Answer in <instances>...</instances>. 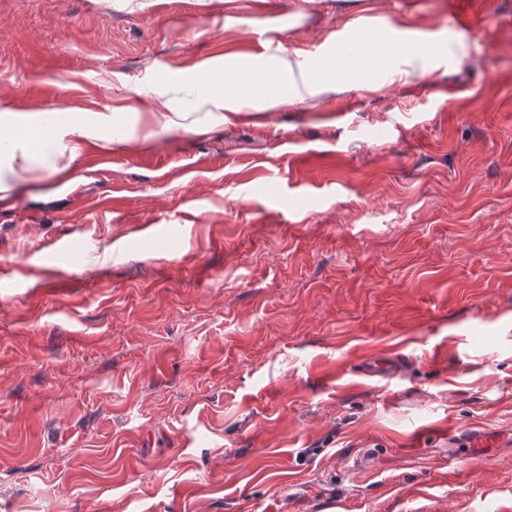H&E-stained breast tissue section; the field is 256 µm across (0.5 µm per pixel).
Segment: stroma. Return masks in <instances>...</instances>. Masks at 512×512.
Listing matches in <instances>:
<instances>
[{
    "instance_id": "35a3bbf8",
    "label": "stroma",
    "mask_w": 512,
    "mask_h": 512,
    "mask_svg": "<svg viewBox=\"0 0 512 512\" xmlns=\"http://www.w3.org/2000/svg\"><path fill=\"white\" fill-rule=\"evenodd\" d=\"M360 19L472 59L87 147L0 207V512L512 503V441L444 434L512 431V0H0V95L108 112ZM380 349L400 375L364 374Z\"/></svg>"
}]
</instances>
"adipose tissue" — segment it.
Instances as JSON below:
<instances>
[{
  "label": "adipose tissue",
  "instance_id": "obj_1",
  "mask_svg": "<svg viewBox=\"0 0 512 512\" xmlns=\"http://www.w3.org/2000/svg\"><path fill=\"white\" fill-rule=\"evenodd\" d=\"M329 51L311 65L292 49L263 69L243 66L227 88H220L222 63L205 58L186 67L179 85L155 83L137 101L121 100L108 112L16 111L0 97V203L17 199L22 189L47 178L70 176L86 145L117 146L135 152L150 147L163 131L203 136L248 115L289 111L314 98L333 99L356 88L376 93L395 83L427 78L440 62L456 66L471 57L461 38L444 39L413 30L411 39L388 40L385 49L359 38L368 54L350 57L342 31L325 40Z\"/></svg>",
  "mask_w": 512,
  "mask_h": 512
}]
</instances>
